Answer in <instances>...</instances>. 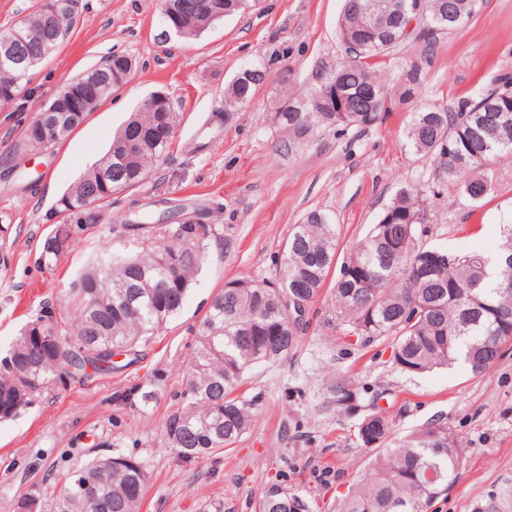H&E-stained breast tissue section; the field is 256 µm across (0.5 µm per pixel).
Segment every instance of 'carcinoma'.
Returning a JSON list of instances; mask_svg holds the SVG:
<instances>
[{"label":"carcinoma","instance_id":"carcinoma-1","mask_svg":"<svg viewBox=\"0 0 512 512\" xmlns=\"http://www.w3.org/2000/svg\"><path fill=\"white\" fill-rule=\"evenodd\" d=\"M387 0H344L337 35L352 32L360 41L357 58L340 59L334 71L357 96L351 112H283L279 125L303 133L311 125L369 127L390 106L414 98L422 67L413 61L402 68L397 83L378 76L386 58L405 42L406 20ZM464 20L472 17L469 0H427L428 26L450 33L448 10ZM38 33L50 25L39 7L25 17ZM206 19L186 14L182 36L203 32ZM30 73L0 69V86L25 87ZM260 87L253 80L229 85V105L249 102ZM59 112H41L24 129V146L38 151L67 139L82 120L53 122ZM178 123L170 103L156 100L134 113L118 131L104 156L62 195L57 212L67 223L57 226L42 248L51 264L70 247L96 212L111 205L112 192L141 185L164 158ZM406 137L409 145L434 163L432 182L402 189L376 224L343 259H338L336 225L318 210L293 225L283 247L274 280L242 277L215 295L196 331L185 373V386L164 423V447L184 459L215 454L238 442L253 421L251 403L235 396L248 372L287 358L309 320L290 319L296 305L309 314L327 284L330 302L324 324L362 346L386 341L394 365L422 374L466 365L477 375L495 364L503 346L512 342V225L503 227V244L494 254L454 251L426 245L429 200L454 186L471 202H480L491 186L496 161L512 155V74L503 73L492 87L465 96L454 105H422L413 113ZM192 216L206 221L170 224L137 218L112 227V248L105 250L75 281L74 316L60 321L46 307L33 314L0 357V420L16 417L53 386L75 379L87 368L109 373L121 369L116 355L138 359L146 343L183 310L187 297L220 239L209 212ZM334 282H329L331 274ZM363 390L331 371L323 383L318 411L352 413L361 408ZM154 384L136 383L118 393V405L147 407L155 399ZM393 418L372 410L357 426L363 446L377 454L363 477L353 483L334 512H428L434 500L454 483L459 465L457 439L448 425L432 422L384 444ZM117 453L93 458L65 477L57 512H139L148 482L145 466L133 457L120 462ZM97 490L89 498L75 494V481ZM300 495L270 487L259 512H310L294 508Z\"/></svg>","mask_w":512,"mask_h":512}]
</instances>
